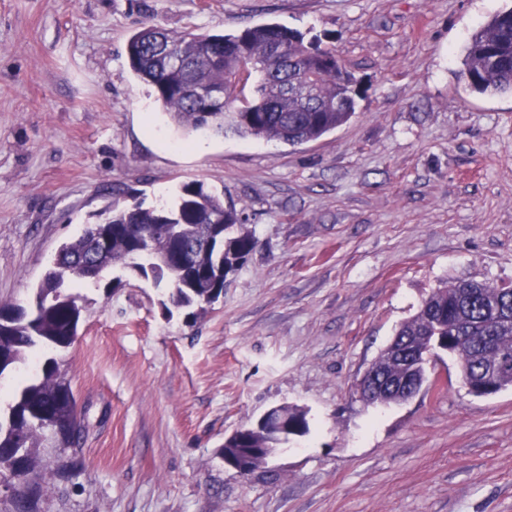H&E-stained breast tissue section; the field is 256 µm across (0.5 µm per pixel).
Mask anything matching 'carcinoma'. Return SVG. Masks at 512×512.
<instances>
[{"instance_id":"1","label":"carcinoma","mask_w":512,"mask_h":512,"mask_svg":"<svg viewBox=\"0 0 512 512\" xmlns=\"http://www.w3.org/2000/svg\"><path fill=\"white\" fill-rule=\"evenodd\" d=\"M126 51L132 71L151 87L156 101L175 123L191 130L227 128L242 136L295 146L345 125L355 114L354 76L331 49L307 42L302 33L283 26L196 34L148 24L129 38ZM459 77L477 93H512V10L493 16L472 35ZM251 80L255 81L252 99L230 109L238 100L237 90ZM218 89L224 90L222 106L210 97ZM102 218L124 226V232L112 236L109 253L93 252L96 225L91 224L81 236L61 245L36 289V304L28 308L0 304V321L5 322L0 327V379L26 363L36 348L55 352L74 343L82 307L72 287L85 281L77 273L82 263L107 266L132 256L140 238H150L152 250L165 259L181 243L195 252L202 277L182 280L169 301L178 309H192L215 284L218 256L206 245L209 225H218L224 235L226 273L237 271L257 246L253 235L242 231L236 210L225 207L201 182L181 185L171 207L111 204L97 214V219ZM163 223L174 225L177 234L157 231L156 225ZM428 299L429 308L403 322L392 346L381 351L378 372L416 383L425 369L413 367L396 350L403 347L421 355L432 342L458 358L465 387L484 381L497 391L512 387V290L460 281L433 289ZM279 411L297 433L307 432L303 409L282 406ZM78 426L70 383L50 357L41 375L24 384L0 412V467L9 461L18 465L24 483H29L43 442L65 448ZM277 444L276 437L257 429L225 447Z\"/></svg>"}]
</instances>
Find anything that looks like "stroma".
I'll use <instances>...</instances> for the list:
<instances>
[{
  "label": "stroma",
  "mask_w": 512,
  "mask_h": 512,
  "mask_svg": "<svg viewBox=\"0 0 512 512\" xmlns=\"http://www.w3.org/2000/svg\"><path fill=\"white\" fill-rule=\"evenodd\" d=\"M512 0H0V302L29 305L109 189L151 207L200 182L257 240L195 320L111 269L57 352L80 431L44 448L0 512H512V388L478 397L453 357L386 406L355 385L433 288L512 283V94L459 78L471 36ZM152 21L230 33L275 23L333 49L352 119L291 146L186 132L132 73ZM304 409L249 476L225 439Z\"/></svg>",
  "instance_id": "stroma-1"
}]
</instances>
